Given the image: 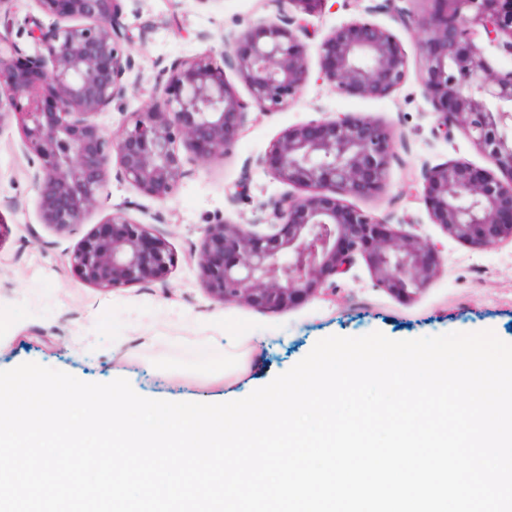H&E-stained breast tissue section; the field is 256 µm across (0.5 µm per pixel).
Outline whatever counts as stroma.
<instances>
[{"label":"stroma","instance_id":"35a3bbf8","mask_svg":"<svg viewBox=\"0 0 512 512\" xmlns=\"http://www.w3.org/2000/svg\"><path fill=\"white\" fill-rule=\"evenodd\" d=\"M363 0H335L313 18L316 37L335 26L362 20L390 29L407 52L413 39L384 13L368 14ZM134 40L135 84L123 102L113 103L99 123L118 129L123 113L147 103L159 63L220 49L221 34L244 29L260 18L273 19L271 0H124ZM212 33L209 42L199 32ZM348 113L370 117L398 136L385 190L352 196L356 209L396 224L411 220V233L443 245L444 270L413 301L375 289L364 261L337 278L335 292L320 294L283 311L221 304L205 292L197 269L187 260L198 248L206 224L224 216L236 224H257L260 207L284 190L261 160L288 127ZM435 116L424 99L417 63L406 83L390 97L347 96L308 83L294 104L275 112L249 110L234 146L223 157L200 163L184 155L187 175L176 193L160 203L127 182L110 181L113 205L163 236L173 262L165 281L103 291L82 283L67 254L100 222L92 214L68 235L42 224L29 160L16 126L0 130V370L25 362L69 373L84 382L127 379L142 397L168 401L222 403L248 396L290 370L328 336L359 337L374 331L393 340L448 332L490 330L512 344V244L478 249L447 236L434 224L417 195L425 168L449 161L481 168L488 159L463 136L452 141L432 135ZM246 195H237L241 177ZM259 232L266 225L257 224ZM251 335L249 371L229 386L214 385L207 374L239 354L237 329Z\"/></svg>","mask_w":512,"mask_h":512}]
</instances>
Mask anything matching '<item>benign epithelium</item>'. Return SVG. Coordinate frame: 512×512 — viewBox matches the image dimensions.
Segmentation results:
<instances>
[{
	"mask_svg": "<svg viewBox=\"0 0 512 512\" xmlns=\"http://www.w3.org/2000/svg\"><path fill=\"white\" fill-rule=\"evenodd\" d=\"M12 2L0 0V130L18 128L42 223L63 235L104 214L69 255L85 283L114 290L164 280L167 241L128 208L108 205L110 179L164 202L187 175L179 148L201 163L220 158L249 108H288L311 80L310 18L327 0H271L277 19L222 34L218 54L162 67L152 100L126 113L115 135L97 118L126 96L135 67L122 0H34L38 14L21 22ZM365 11L388 13L412 33L434 137L463 134L501 173L456 161L427 169L421 197L430 218L478 248L512 242V69L490 56H512V0H381ZM24 36L31 54L18 43ZM315 51L317 80L339 94L385 99L408 77L402 42L374 23H342ZM227 68L249 100L226 79ZM395 146L388 126L347 114L284 130L263 158L289 186L262 205L269 231L218 219L192 255L208 296L286 310L333 289L359 258L378 289L405 301L419 295L443 272L438 245L346 201L384 189Z\"/></svg>",
	"mask_w": 512,
	"mask_h": 512,
	"instance_id": "7a95c632",
	"label": "benign epithelium"
}]
</instances>
